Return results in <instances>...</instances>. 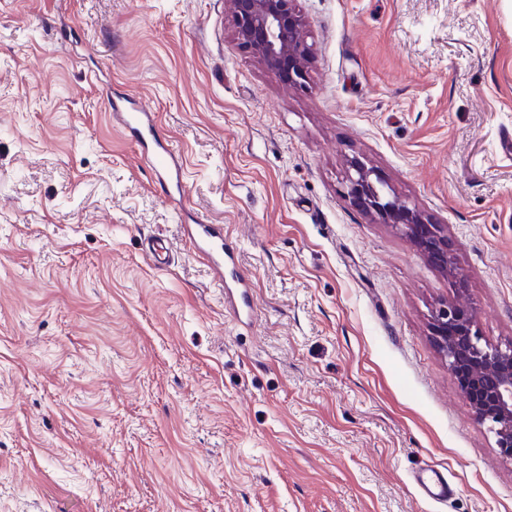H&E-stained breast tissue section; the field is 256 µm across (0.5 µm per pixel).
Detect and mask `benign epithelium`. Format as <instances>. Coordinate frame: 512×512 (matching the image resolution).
<instances>
[{
    "mask_svg": "<svg viewBox=\"0 0 512 512\" xmlns=\"http://www.w3.org/2000/svg\"><path fill=\"white\" fill-rule=\"evenodd\" d=\"M293 0H231L235 35L268 70L290 85L305 82L309 47ZM349 198L382 223L399 229L445 274L465 285L448 251V234L405 200L389 195L375 170L362 162L347 175ZM431 336L472 415L488 424L502 456L512 460V346L503 350L482 343L473 311L455 302L434 312Z\"/></svg>",
    "mask_w": 512,
    "mask_h": 512,
    "instance_id": "obj_1",
    "label": "benign epithelium"
}]
</instances>
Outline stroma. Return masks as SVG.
I'll use <instances>...</instances> for the list:
<instances>
[{"mask_svg": "<svg viewBox=\"0 0 512 512\" xmlns=\"http://www.w3.org/2000/svg\"><path fill=\"white\" fill-rule=\"evenodd\" d=\"M294 7L301 89L228 0H0V512H512L431 338L458 300L512 344V0ZM137 108L181 192L122 127ZM356 160L445 225L464 289L351 201ZM179 148L174 142H170L167 146L161 148L159 152L147 153V159L155 173L164 174L167 179L169 177L171 166H175L176 155ZM188 238L195 255L207 262L214 273L215 280L222 291L237 296L240 302L238 316L244 312V308L251 309L247 305V288H250L248 279L245 276L233 278L231 282L224 283V229L220 224H191L188 231ZM414 480L424 496L433 501H446L453 488L448 484V478L434 469H427L414 475Z\"/></svg>", "mask_w": 512, "mask_h": 512, "instance_id": "1", "label": "stroma"}]
</instances>
